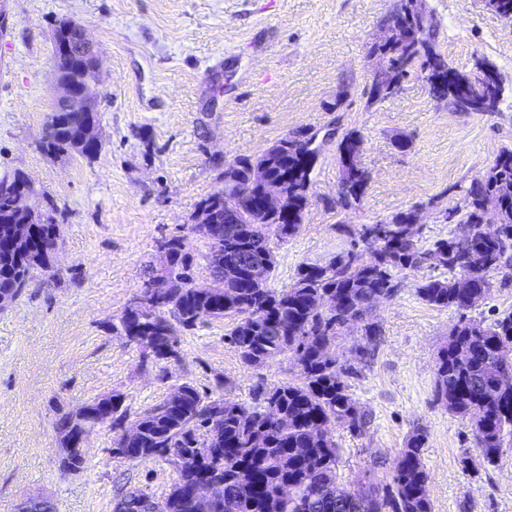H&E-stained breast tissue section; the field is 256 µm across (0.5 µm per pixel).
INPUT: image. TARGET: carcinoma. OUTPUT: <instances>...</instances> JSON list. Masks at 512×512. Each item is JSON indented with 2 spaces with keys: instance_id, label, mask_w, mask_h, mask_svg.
I'll list each match as a JSON object with an SVG mask.
<instances>
[{
  "instance_id": "cac0c4a2",
  "label": "carcinoma",
  "mask_w": 512,
  "mask_h": 512,
  "mask_svg": "<svg viewBox=\"0 0 512 512\" xmlns=\"http://www.w3.org/2000/svg\"><path fill=\"white\" fill-rule=\"evenodd\" d=\"M395 15L408 29L423 30L425 43L439 58L444 53L439 33L426 0H400ZM394 78L401 80L420 70L428 58L416 55L409 45L395 42L386 51ZM466 90L481 112H490L497 101L482 74L471 67ZM70 147L64 132L57 130L41 145L47 155ZM317 150L295 145L274 154L234 161L237 190L233 206L243 210L236 224H217L202 236L206 250L221 245L235 247L251 262L275 268V246L288 242L303 223L309 204ZM265 165L267 183L288 186V210L249 222L245 213L258 207L264 188L250 181L251 167ZM339 195L347 208L362 202L369 172L349 167L339 159ZM512 147H505L480 178L464 194V204L452 208L455 227L446 236L425 241L418 226L407 223L413 208L384 221L363 224L357 238L336 254V263L321 267L299 265L293 283L282 290L268 282L251 284L224 270H209L223 288L202 294L190 287L194 257L181 238L163 242L170 253L168 273L174 281L171 299L136 316L122 315L112 332L126 336L136 331L144 340L135 344L142 363L165 360L177 345L179 332L196 326L200 318L229 319L224 336L236 348L244 364L260 367L278 356L301 363L299 381L273 387H257L249 404L227 401L223 382L205 391L186 381L178 402L164 399L140 413L141 431L126 444V460L141 463L161 458L172 462L177 481L157 512H200L186 487L211 468L222 470L224 497L212 512H432L428 476L421 457L424 434L415 428L392 460L390 482L378 487L367 481L355 491L341 488L336 469L338 448L332 429L338 424L360 434L371 423V412L352 397L351 379L358 368L338 356L328 358L351 321L359 322L365 344L356 349L355 361H364L381 336L379 325L361 319L365 304L380 295L387 300L399 288L395 274L442 269L448 276L424 277L416 282L417 297L429 306L451 309L458 322L439 348L435 362L434 393L455 413L472 423L481 465L494 464L512 435V312L485 321L468 316L478 309L494 288H512ZM498 210L501 224L495 230L482 223L485 207ZM54 207L44 211L38 225L39 240L50 243L49 234L59 231ZM44 249L16 256L0 252V291L19 297L45 268ZM224 421V446L216 447L207 426L212 415ZM130 416L120 395H112V408L100 413L93 426L115 429Z\"/></svg>"
}]
</instances>
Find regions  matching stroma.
Instances as JSON below:
<instances>
[{
	"label": "stroma",
	"instance_id": "35a3bbf8",
	"mask_svg": "<svg viewBox=\"0 0 512 512\" xmlns=\"http://www.w3.org/2000/svg\"><path fill=\"white\" fill-rule=\"evenodd\" d=\"M396 0H5L0 5V173L18 170L57 206L58 272L0 310V512H18L28 495L53 498L56 512H113L119 480L155 497L177 479L171 462L136 465L113 457L101 428L77 474L59 470L53 428L58 407L76 409L119 394L137 413L174 385L223 381L225 399L250 402L260 385L297 375L292 359L243 364L227 344V321L205 318L178 336V360L142 364L138 350L109 327L140 290L159 241L184 238L197 203L218 188V173L256 157L302 128L326 136L298 232L275 249L270 285L288 287L302 263L333 257L360 225L425 206L424 239L447 234L438 213L512 145V26L481 0H427L449 63L467 69L474 54L497 65L506 91L495 112H454L438 104L419 74L397 95L366 107L368 47ZM81 23L100 51L96 107L99 152L50 157L40 147L55 103L53 36ZM356 129L370 173L361 206L337 202V142ZM408 141L398 149L396 138ZM373 319L380 341L353 381L372 422L334 434L344 488L390 479L388 461L422 428V460L433 512H512V444L497 464L466 470L474 455L469 418L434 398L435 358L458 315L423 303L419 276Z\"/></svg>",
	"mask_w": 512,
	"mask_h": 512
}]
</instances>
